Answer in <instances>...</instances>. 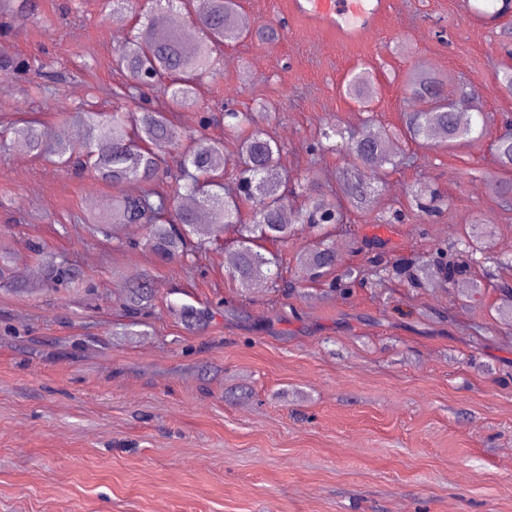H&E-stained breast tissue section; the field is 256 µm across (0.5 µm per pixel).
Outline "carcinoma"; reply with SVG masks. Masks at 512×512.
<instances>
[{
    "mask_svg": "<svg viewBox=\"0 0 512 512\" xmlns=\"http://www.w3.org/2000/svg\"><path fill=\"white\" fill-rule=\"evenodd\" d=\"M178 3L186 14L194 17L201 30L195 48L188 52L182 34L157 13L147 19L141 29L113 54L115 67L126 73L130 82L113 95L127 103L123 112L105 114L92 108L73 113L87 129L89 137L81 144L51 141L48 129L38 122L10 125V133L31 151L58 157L65 167L91 169L98 178L119 193L112 198V208L88 218L92 232L122 241L123 227L138 224L143 229L145 245L162 262L187 256L186 237L197 232L200 209L210 214L206 234L218 241L224 234L233 235L236 243L233 276L242 288L257 282L272 285L279 278V259L262 243L286 244L302 227L318 239L313 249L301 253L300 264L315 279L324 270L338 267L334 243L329 241L328 226L343 222V212L336 197L328 195L315 180L300 184L304 203L295 221L285 224L282 215L288 173L280 166L283 145L270 137L261 123L274 107L264 103L255 112L235 109L224 112V135L235 141L237 187L224 191V142L203 133L186 137L173 120L174 112L188 105L197 87L224 55V45L251 35L271 43L279 33L271 25L255 31L243 29L238 21L239 0H168ZM32 0H0V14L26 16ZM149 72L156 87L163 90L166 108L147 111L139 106L144 95L135 78ZM447 78L428 69L411 73L405 84L409 98L418 107L403 113L402 131L391 134L367 119L369 127L347 142L352 167L339 182L342 197L356 210L377 207L383 195V183L362 180L358 169L374 171L395 160L385 151V143L395 136L422 145L437 142L453 145L473 134L482 135L486 124L463 118L459 108H468L474 94L462 86L455 99L448 100ZM375 92L372 74L367 69L350 76L345 84L348 97L368 102ZM495 159L503 176L493 180L492 190L504 204L512 202V132L506 131L495 140ZM170 180V190H159V184ZM144 184L136 195L120 192L127 182ZM207 239V240H209ZM201 239L200 244H207ZM479 261L470 242L458 243L455 256L431 268L429 264L406 263L397 268L412 282L421 284L433 277L453 285L470 275ZM44 283L54 287L69 276L63 263L48 262L43 266ZM153 296V279L144 274L132 286L127 305L140 308Z\"/></svg>",
    "mask_w": 512,
    "mask_h": 512,
    "instance_id": "1",
    "label": "carcinoma"
}]
</instances>
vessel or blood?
Returning <instances> with one entry per match:
<instances>
[{"label":"vessel or blood","instance_id":"1","mask_svg":"<svg viewBox=\"0 0 512 512\" xmlns=\"http://www.w3.org/2000/svg\"><path fill=\"white\" fill-rule=\"evenodd\" d=\"M300 15L310 17L317 29H343L351 37L367 33L385 9L384 0H293Z\"/></svg>","mask_w":512,"mask_h":512}]
</instances>
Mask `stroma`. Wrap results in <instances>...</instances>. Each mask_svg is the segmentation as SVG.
<instances>
[{
	"label": "stroma",
	"instance_id": "35a3bbf8",
	"mask_svg": "<svg viewBox=\"0 0 512 512\" xmlns=\"http://www.w3.org/2000/svg\"><path fill=\"white\" fill-rule=\"evenodd\" d=\"M36 3L0 18V49L31 65L0 73V119L34 117L55 133L84 104L116 109L110 90L127 77L112 58L135 18L114 21L107 0ZM240 5L251 27L281 25L279 40L226 46L219 73L174 116L223 140L225 186L236 146L223 123H201L217 106L275 105L264 128L284 147L281 166L332 193L346 146L310 145L331 124L359 133L371 115L400 128L413 106L406 77L428 61L449 91L478 90L487 130L447 149L395 140L384 200L400 219L349 210L332 230L336 254L368 269L436 261L485 214L484 287L371 280L344 293L335 273L304 274L297 256L313 242L301 231L275 247L280 287L246 291L224 263L231 240L163 263L91 235L84 219L111 204V186L7 142L0 249L25 288H0V512H512V315L495 290L512 284V209L490 185L512 118V93L494 81L512 63V13L494 16L493 0H389L350 41L315 30L291 0ZM364 67L376 85L365 106L344 92ZM34 80L60 88L58 101L29 95ZM421 183L440 195L434 214L412 199ZM63 257L75 282L44 287L43 260ZM144 273L156 288L134 313L127 289Z\"/></svg>",
	"mask_w": 512,
	"mask_h": 512
}]
</instances>
